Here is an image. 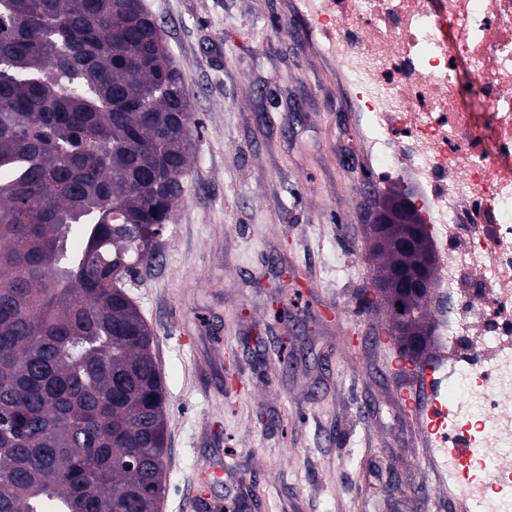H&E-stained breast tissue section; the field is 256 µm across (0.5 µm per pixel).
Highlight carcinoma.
Returning <instances> with one entry per match:
<instances>
[{
	"instance_id": "obj_1",
	"label": "carcinoma",
	"mask_w": 512,
	"mask_h": 512,
	"mask_svg": "<svg viewBox=\"0 0 512 512\" xmlns=\"http://www.w3.org/2000/svg\"><path fill=\"white\" fill-rule=\"evenodd\" d=\"M179 80L143 0H0V512H157L166 395L113 273L182 196Z\"/></svg>"
}]
</instances>
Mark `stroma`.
I'll use <instances>...</instances> for the list:
<instances>
[{
    "label": "stroma",
    "mask_w": 512,
    "mask_h": 512,
    "mask_svg": "<svg viewBox=\"0 0 512 512\" xmlns=\"http://www.w3.org/2000/svg\"><path fill=\"white\" fill-rule=\"evenodd\" d=\"M144 3L199 137L129 291L167 398L158 512H457L397 388L389 318L360 301L372 214L423 201L373 169L324 37L285 33L295 0Z\"/></svg>",
    "instance_id": "35a3bbf8"
}]
</instances>
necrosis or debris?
Wrapping results in <instances>:
<instances>
[{
  "mask_svg": "<svg viewBox=\"0 0 512 512\" xmlns=\"http://www.w3.org/2000/svg\"><path fill=\"white\" fill-rule=\"evenodd\" d=\"M338 27L334 54L347 85L370 111L366 147L377 168L423 191L434 250V291L460 295L437 310L449 354L466 356L448 382L455 414L492 467L512 454V0H316ZM489 76L477 93L490 105L486 148L458 108L455 62Z\"/></svg>",
  "mask_w": 512,
  "mask_h": 512,
  "instance_id": "1",
  "label": "necrosis or debris"
}]
</instances>
